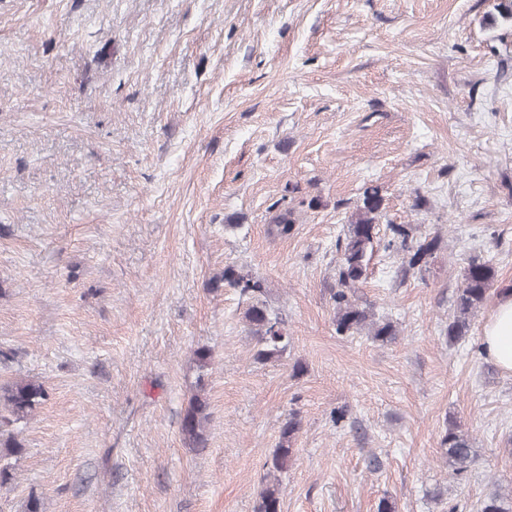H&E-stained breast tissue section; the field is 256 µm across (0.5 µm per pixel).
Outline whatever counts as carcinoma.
Returning <instances> with one entry per match:
<instances>
[{
  "instance_id": "cac0c4a2",
  "label": "carcinoma",
  "mask_w": 512,
  "mask_h": 512,
  "mask_svg": "<svg viewBox=\"0 0 512 512\" xmlns=\"http://www.w3.org/2000/svg\"><path fill=\"white\" fill-rule=\"evenodd\" d=\"M495 13L488 16V23L494 25L497 19L512 21V0H497ZM384 198L377 187L363 191L361 203L352 223L348 225L345 238L339 240L336 249L340 258L336 266L339 289L334 295L336 302V333L352 336L362 332L376 342H386L397 336V329L390 321H377L363 308L358 307L349 297L351 288L366 272L367 256L373 251L377 228L383 217ZM296 223L295 211L290 207L281 210L270 225L269 234L286 238ZM392 237L387 247H394L404 254L410 268L423 271L429 264L436 240L422 239L416 235V228L409 224L390 225ZM495 280V270L490 262L478 257L471 258L464 268L463 284L459 288L455 307L456 315L448 323V340L457 341L466 336L469 320L488 300ZM224 284L236 288L243 296L256 300L263 291L260 279L234 265L224 266ZM246 319L256 338L254 358L269 360L288 349L291 337L285 331L284 321L256 302L246 312ZM47 397L43 385L19 380L7 388L4 394V410L0 413V450L10 453L21 450L18 434L13 425L25 420L39 402ZM209 420L207 403L200 396L192 397L181 420V433L194 448L206 444V424ZM298 414L291 413L282 429V440L272 455V468L281 472L288 467L292 455L291 440L300 430ZM445 449V461L452 474L467 471L472 459V448L468 437L455 426L446 430L441 440ZM254 512H281L278 485L267 484L257 495ZM479 512H512V494L495 492L480 503Z\"/></svg>"
}]
</instances>
